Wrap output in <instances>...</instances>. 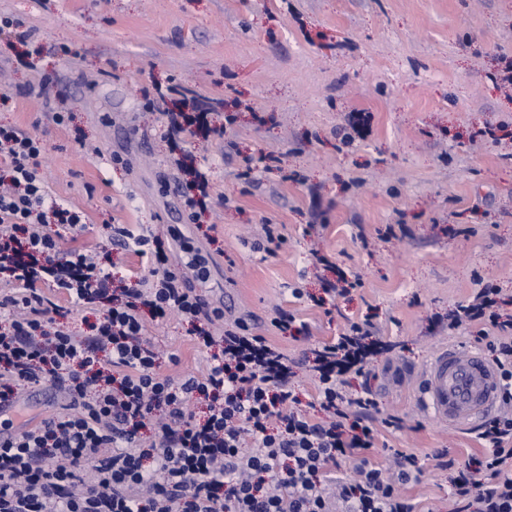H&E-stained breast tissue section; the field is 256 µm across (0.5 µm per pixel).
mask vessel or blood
Instances as JSON below:
<instances>
[{
    "instance_id": "1",
    "label": "vessel or blood",
    "mask_w": 512,
    "mask_h": 512,
    "mask_svg": "<svg viewBox=\"0 0 512 512\" xmlns=\"http://www.w3.org/2000/svg\"><path fill=\"white\" fill-rule=\"evenodd\" d=\"M423 388L427 411L451 426L476 425L495 411L500 399L499 375L485 356L448 346L430 359Z\"/></svg>"
}]
</instances>
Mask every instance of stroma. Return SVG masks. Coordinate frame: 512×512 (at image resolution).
I'll list each match as a JSON object with an SVG mask.
<instances>
[{"mask_svg":"<svg viewBox=\"0 0 512 512\" xmlns=\"http://www.w3.org/2000/svg\"><path fill=\"white\" fill-rule=\"evenodd\" d=\"M1 16L14 25L0 30V125L46 142L49 197L85 214L65 248L106 244L112 224L178 228L210 255L203 293L224 327L244 320L279 347L306 401L311 345L370 319L398 345L371 367L374 417L406 423L379 428L370 459L416 454L402 495L448 512L440 453L482 446L424 411L422 373L441 345L473 347L449 332L450 310L485 286L512 299V0H0ZM173 81L226 128L194 149L212 199L195 219L164 136L176 100L143 95ZM354 112L369 122L346 145ZM271 152L281 168L244 176ZM266 223L285 237L271 254ZM340 271L360 287L314 305ZM288 312L306 332L274 326ZM188 329L147 323V340L177 355L162 366L175 379L204 365Z\"/></svg>","mask_w":512,"mask_h":512,"instance_id":"35a3bbf8","label":"stroma"}]
</instances>
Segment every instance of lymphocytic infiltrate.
I'll list each match as a JSON object with an SVG mask.
<instances>
[{
  "mask_svg": "<svg viewBox=\"0 0 512 512\" xmlns=\"http://www.w3.org/2000/svg\"><path fill=\"white\" fill-rule=\"evenodd\" d=\"M166 134L175 144L206 142L216 130L186 99L169 113ZM44 152L39 137L0 126V408L13 405L16 387L48 383L67 394L69 411L0 441V512H414L399 487L417 478L418 457L394 450L390 475L373 464L374 393L346 389L347 374L369 376L394 342L354 322L313 348L323 415L313 420L282 352L242 321L216 333L215 315L188 281L205 278L207 258L178 232L113 225L112 244L152 262L149 275L119 289L98 254L62 251L64 231L85 216L48 202ZM175 242L177 266L169 263ZM50 287L71 304L103 307L91 334L57 323ZM496 296L481 289L448 314L452 328L484 322L477 341L501 384L499 412L477 430L483 454L455 464L451 512H512V476L502 473L512 460V313ZM172 315L192 323L207 360L203 372L177 381L160 373L146 339V318ZM198 395L208 401L200 418L189 409ZM346 460L354 478L327 495L326 480Z\"/></svg>",
  "mask_w": 512,
  "mask_h": 512,
  "instance_id": "obj_1",
  "label": "lymphocytic infiltrate"
}]
</instances>
